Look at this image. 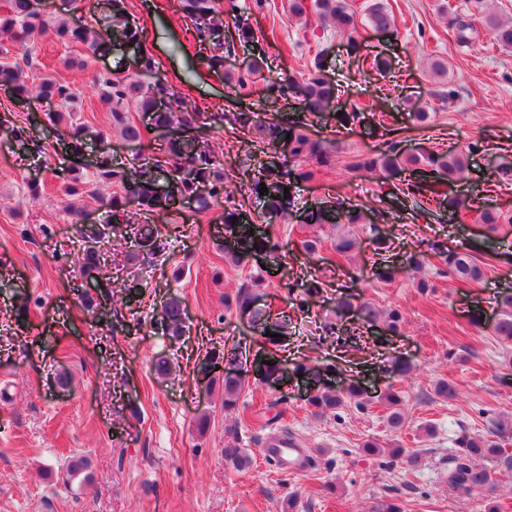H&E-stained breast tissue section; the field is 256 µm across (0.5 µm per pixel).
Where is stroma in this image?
<instances>
[{
  "instance_id": "obj_1",
  "label": "stroma",
  "mask_w": 512,
  "mask_h": 512,
  "mask_svg": "<svg viewBox=\"0 0 512 512\" xmlns=\"http://www.w3.org/2000/svg\"><path fill=\"white\" fill-rule=\"evenodd\" d=\"M235 3L255 33H276L261 47L264 77L248 95L202 67L195 24L177 0H125L124 11L130 24L144 28L158 75L200 112L251 109L288 121L298 102L279 97V75L303 80L318 58L338 94L333 111L309 117V132L335 139L342 155L374 153L391 139L407 152L438 154L479 142L466 179L449 187L475 203L453 216L423 209L418 195L400 205L378 176L338 166L294 182L297 207L281 218L252 193L249 150L227 124L210 141L232 175L222 203L205 214L191 202L172 209L161 258L115 252L109 275L138 283L142 297L128 305L105 297L95 311H84L75 264L82 243L64 187L74 172L91 173L105 158L135 174L155 142L124 140L95 82L136 74L138 49L111 45L93 53L55 35L65 22L110 37L111 0H33L46 29L24 45L0 35V44L11 57L30 59L35 78L78 89L74 120L88 135L79 158L70 159L61 127L48 120L57 102L24 98L0 84V115L12 126L0 130V512H372L394 496L405 512H486L483 493L451 495L446 474L460 427L482 434L489 418H512V345L488 328L502 297L512 294V48L482 26L470 42L458 41L450 20L469 13L470 0H391L394 28L379 33L363 24L353 37L290 16L288 0H266L260 9L253 0ZM378 58L385 74L371 67ZM436 58L447 61V79L433 78ZM421 108L430 114L423 131L414 119ZM351 110L359 113L354 124L338 126L337 112ZM34 132L44 153H26L18 142ZM329 200L365 216L346 258L333 249L339 227L307 220ZM239 206L248 221L229 230L220 215ZM487 207L505 219L497 231L480 222ZM373 224L385 234L384 251L374 249ZM248 230L279 239V258L244 253L238 234ZM315 236L319 250L305 253L303 240ZM461 243L488 260L480 282L437 272L438 250ZM420 253L428 259L419 274L430 282L424 293L407 264ZM235 254L243 255L242 265L233 264ZM383 264L399 269L395 281L379 280ZM313 279L319 295H294L288 307V346L309 363L337 364L336 384L360 382L371 396L367 407L318 415L305 405L304 382L253 378L237 409L225 411L226 352L237 347L252 359L258 339L247 314L225 311V296L248 286L259 305H277L285 283ZM174 295L186 312L182 336L151 334L153 317ZM344 297L354 310H339ZM364 303L399 308L401 333L362 325L356 307ZM475 315L482 327L470 325ZM402 357L415 365L405 376L389 370ZM160 358L168 374L158 373ZM441 378L457 384L456 400L436 396ZM390 388L400 391L408 416L399 433L387 427L378 400ZM284 436L302 448L308 465L285 467L267 454ZM369 440L401 445L418 455V466L363 455ZM231 443L251 455L248 470L225 463ZM77 459L84 467L64 477Z\"/></svg>"
}]
</instances>
